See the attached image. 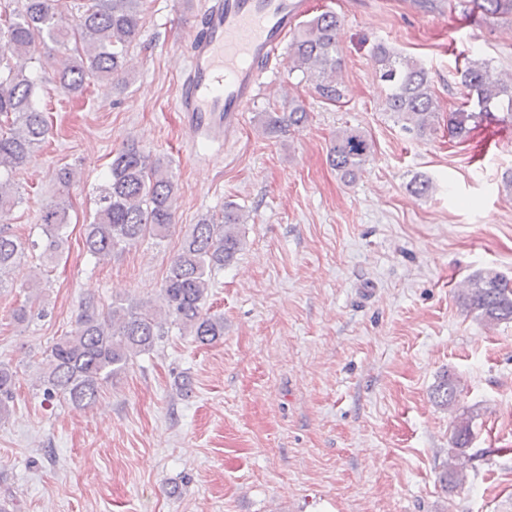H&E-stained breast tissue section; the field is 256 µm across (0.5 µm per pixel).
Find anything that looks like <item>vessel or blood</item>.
<instances>
[{"label":"vessel or blood","instance_id":"obj_1","mask_svg":"<svg viewBox=\"0 0 512 512\" xmlns=\"http://www.w3.org/2000/svg\"><path fill=\"white\" fill-rule=\"evenodd\" d=\"M310 0H205L190 22L177 97L182 125L208 143L231 140L264 74Z\"/></svg>","mask_w":512,"mask_h":512}]
</instances>
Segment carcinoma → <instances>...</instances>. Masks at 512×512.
<instances>
[{
    "mask_svg": "<svg viewBox=\"0 0 512 512\" xmlns=\"http://www.w3.org/2000/svg\"><path fill=\"white\" fill-rule=\"evenodd\" d=\"M492 16L512 17V0H471ZM143 0H80L67 14L64 0H20L0 8V288L3 276L21 259L26 246L11 232L9 220L21 202L14 173L50 133L47 112L34 97L37 79L27 71L36 45L51 42L61 48L55 72L62 89L78 95L95 80L122 73L123 60L141 25ZM338 17L324 11L304 23L289 43L293 70L306 76L314 92L336 103L343 98L337 76ZM387 87L384 111L402 128L417 135L435 130L439 105L425 68L383 44L374 48ZM463 102L448 113V136L464 140L481 122L502 111L512 117V83L496 76L490 62L469 58L462 72ZM309 119L295 101L286 112H265L263 136L272 138L285 126L299 127ZM373 154L365 132L345 127L336 132L328 162L343 178L362 171ZM78 172L64 166L55 172L62 188L40 210L45 240L42 258L53 261L62 230L70 224L69 188ZM178 195L173 176L160 160L135 142L112 155L109 178L98 195L93 220L86 225V252L104 259L146 237L162 240L173 227ZM242 209L224 206L219 216L204 215L191 225L173 257L155 308L131 300H114L107 308L89 300L81 305L73 331L56 340L36 377L44 399L63 400L77 409L90 407L105 385L125 373L141 354L152 351L169 328L177 327L194 342L207 346L224 338V317L212 314L207 298L213 273L230 264L243 250ZM461 299L476 317L495 324L512 320V281L491 270L467 277ZM16 372L0 363V418L14 399ZM457 381L445 375L434 391L439 407L453 409ZM473 436L471 419L457 416L452 425L455 452L441 474L453 486L465 477L466 448Z\"/></svg>",
    "mask_w": 512,
    "mask_h": 512,
    "instance_id": "1",
    "label": "carcinoma"
}]
</instances>
